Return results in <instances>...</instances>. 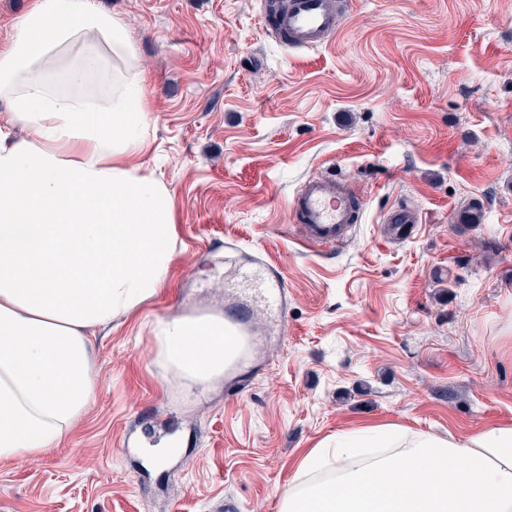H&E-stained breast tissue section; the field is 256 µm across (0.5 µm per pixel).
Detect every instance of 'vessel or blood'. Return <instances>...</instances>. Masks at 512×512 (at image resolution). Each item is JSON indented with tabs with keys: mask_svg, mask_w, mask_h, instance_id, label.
I'll return each mask as SVG.
<instances>
[{
	"mask_svg": "<svg viewBox=\"0 0 512 512\" xmlns=\"http://www.w3.org/2000/svg\"><path fill=\"white\" fill-rule=\"evenodd\" d=\"M335 0H288L283 13H262L263 26L276 39L289 47L314 49L327 44L338 29ZM354 194L347 182L336 175L305 179L293 195L289 210L295 223L301 225L309 245L335 248L352 235L357 212L352 205ZM385 223L391 237L400 239L412 232L420 221L417 211L397 206L386 211ZM241 279L253 285L262 302L281 306L283 293L279 282L256 269L240 270Z\"/></svg>",
	"mask_w": 512,
	"mask_h": 512,
	"instance_id": "b4317fda",
	"label": "vessel or blood"
}]
</instances>
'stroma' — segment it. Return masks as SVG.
Segmentation results:
<instances>
[{"label":"stroma","instance_id":"obj_1","mask_svg":"<svg viewBox=\"0 0 512 512\" xmlns=\"http://www.w3.org/2000/svg\"><path fill=\"white\" fill-rule=\"evenodd\" d=\"M147 76L143 155L172 193L165 282L91 339L96 398L55 448L0 460V512H278L303 455L365 427L463 437L512 425V0H353L315 50L259 0H93ZM365 198L352 238L309 246L308 177ZM418 210L388 240L393 206ZM476 205L478 224L460 211ZM278 270L266 310L232 270ZM252 321L236 373L185 389L159 320Z\"/></svg>","mask_w":512,"mask_h":512}]
</instances>
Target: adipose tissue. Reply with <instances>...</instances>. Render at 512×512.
<instances>
[{
    "mask_svg": "<svg viewBox=\"0 0 512 512\" xmlns=\"http://www.w3.org/2000/svg\"><path fill=\"white\" fill-rule=\"evenodd\" d=\"M92 0H34L0 50V460L56 447L95 397L90 338L175 258L172 196L144 153L145 75ZM23 126L28 135L15 138ZM160 358L202 385L238 354L217 315L159 322ZM280 512H512V426L464 438L363 428L311 449Z\"/></svg>",
    "mask_w": 512,
    "mask_h": 512,
    "instance_id": "ef3b65f1",
    "label": "adipose tissue"
}]
</instances>
